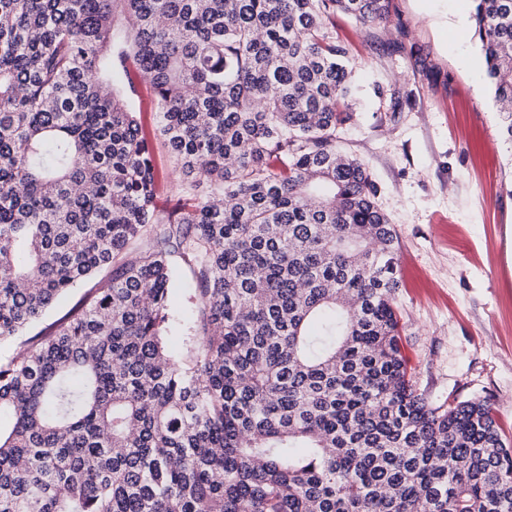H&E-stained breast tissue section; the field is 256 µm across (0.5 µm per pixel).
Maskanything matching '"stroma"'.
<instances>
[{
	"label": "stroma",
	"mask_w": 512,
	"mask_h": 512,
	"mask_svg": "<svg viewBox=\"0 0 512 512\" xmlns=\"http://www.w3.org/2000/svg\"><path fill=\"white\" fill-rule=\"evenodd\" d=\"M356 68L354 121L342 148L378 186L398 237L396 304L418 393L488 400L512 441V142L501 130L479 43L448 0H390L387 26L336 16ZM139 121L152 153L155 206L180 177L159 133L151 87ZM196 302L187 270L171 290L175 356Z\"/></svg>",
	"instance_id": "stroma-1"
}]
</instances>
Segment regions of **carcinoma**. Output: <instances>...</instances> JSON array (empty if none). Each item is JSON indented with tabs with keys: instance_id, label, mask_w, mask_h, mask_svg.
Segmentation results:
<instances>
[{
	"instance_id": "obj_1",
	"label": "carcinoma",
	"mask_w": 512,
	"mask_h": 512,
	"mask_svg": "<svg viewBox=\"0 0 512 512\" xmlns=\"http://www.w3.org/2000/svg\"><path fill=\"white\" fill-rule=\"evenodd\" d=\"M474 2L512 141V0ZM338 12L389 0H0V340L106 272L0 360V512H512L492 406L408 373ZM131 58L185 182L164 215ZM193 287L190 273L181 268L171 289L169 314L173 319L171 336V349L175 356L181 357L187 353V346L184 341V327L190 316L191 309L196 303V298L191 290ZM94 280L86 283L80 288H75L69 291L64 298L56 305V307L48 314L44 322L35 330H33L29 336H20L17 338H10L0 343V357L2 359L15 355L20 348L22 343L28 337L33 336L41 329L47 327L49 324L63 318L72 309L80 307L85 300L88 289L92 287Z\"/></svg>"
}]
</instances>
